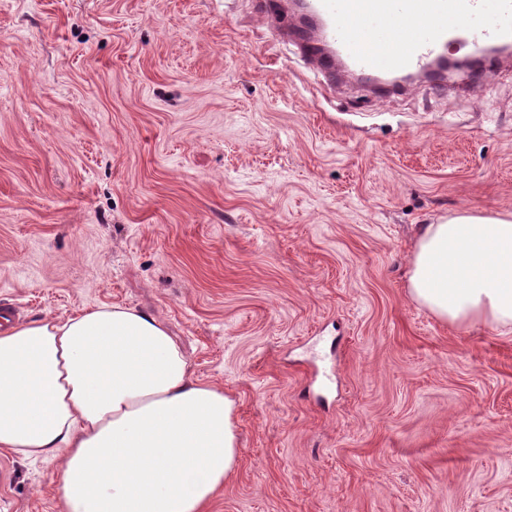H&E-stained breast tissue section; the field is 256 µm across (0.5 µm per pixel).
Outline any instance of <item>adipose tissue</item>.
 Wrapping results in <instances>:
<instances>
[{"instance_id":"obj_1","label":"adipose tissue","mask_w":512,"mask_h":512,"mask_svg":"<svg viewBox=\"0 0 512 512\" xmlns=\"http://www.w3.org/2000/svg\"><path fill=\"white\" fill-rule=\"evenodd\" d=\"M410 297L512 333V213L423 225ZM234 402L196 379L152 314L121 306L0 331V449L60 460L63 512H206L234 471Z\"/></svg>"}]
</instances>
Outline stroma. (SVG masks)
<instances>
[{
    "mask_svg": "<svg viewBox=\"0 0 512 512\" xmlns=\"http://www.w3.org/2000/svg\"><path fill=\"white\" fill-rule=\"evenodd\" d=\"M377 97L263 0H0V307L155 315L235 402L208 512H512V334L410 299L423 225L512 212V60ZM0 450V512H61Z\"/></svg>",
    "mask_w": 512,
    "mask_h": 512,
    "instance_id": "1",
    "label": "stroma"
}]
</instances>
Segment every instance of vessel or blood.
<instances>
[{"mask_svg":"<svg viewBox=\"0 0 512 512\" xmlns=\"http://www.w3.org/2000/svg\"><path fill=\"white\" fill-rule=\"evenodd\" d=\"M303 12L319 25L306 52L331 80L423 72L451 43L512 45V0H305Z\"/></svg>","mask_w":512,"mask_h":512,"instance_id":"1","label":"vessel or blood"}]
</instances>
